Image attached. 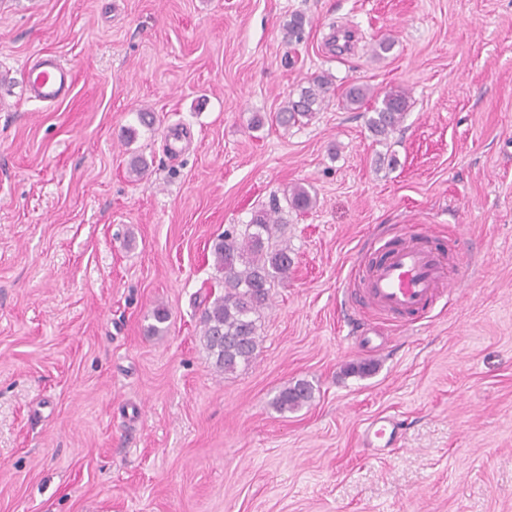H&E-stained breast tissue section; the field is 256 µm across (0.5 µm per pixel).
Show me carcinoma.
Returning <instances> with one entry per match:
<instances>
[{"label": "carcinoma", "instance_id": "carcinoma-1", "mask_svg": "<svg viewBox=\"0 0 512 512\" xmlns=\"http://www.w3.org/2000/svg\"><path fill=\"white\" fill-rule=\"evenodd\" d=\"M305 23L303 16H293L286 31L288 42L302 41ZM330 89L328 76L311 77L297 97H288L276 116L277 121L287 126L302 118H312L321 109ZM373 97L368 87L353 85L345 93V105L359 107ZM408 107L409 96L405 91L384 93L380 105L373 107L374 116L368 120L370 131L377 137H388L397 129ZM286 202L290 209L303 212L316 200L305 187L297 186ZM280 211L274 198L269 207L254 212L244 232L226 230L213 242L216 268L224 274V295L204 308L202 340L215 368L221 372H233L256 358L260 311L268 303L275 280L286 278L292 267L288 245L272 243L280 226L277 217ZM311 398L312 387L306 382H296L283 388L273 404L280 412L295 411Z\"/></svg>", "mask_w": 512, "mask_h": 512}]
</instances>
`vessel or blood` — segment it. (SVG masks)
<instances>
[{"instance_id": "vessel-or-blood-1", "label": "vessel or blood", "mask_w": 512, "mask_h": 512, "mask_svg": "<svg viewBox=\"0 0 512 512\" xmlns=\"http://www.w3.org/2000/svg\"><path fill=\"white\" fill-rule=\"evenodd\" d=\"M25 89L31 98L57 103L72 91V67L52 53L39 54L25 62ZM426 225L406 230L399 244L387 250L368 271L364 303L382 315L423 316L446 280V266L439 252L425 245ZM395 425L390 417L371 419L360 434L365 448L388 449L394 445Z\"/></svg>"}]
</instances>
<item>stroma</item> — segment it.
<instances>
[{
	"instance_id": "obj_1",
	"label": "stroma",
	"mask_w": 512,
	"mask_h": 512,
	"mask_svg": "<svg viewBox=\"0 0 512 512\" xmlns=\"http://www.w3.org/2000/svg\"><path fill=\"white\" fill-rule=\"evenodd\" d=\"M42 52L76 73L52 106L22 83ZM322 72L320 111L278 125ZM352 84L408 92L387 140ZM298 185L257 357L218 372L212 244ZM412 224L450 286L365 344L346 310ZM0 512H512V0H0ZM312 398V387L306 382H296L283 388L274 398L273 404L279 412L295 411ZM395 425L390 417L380 415L371 419L360 434L364 448L387 450L394 447Z\"/></svg>"
}]
</instances>
